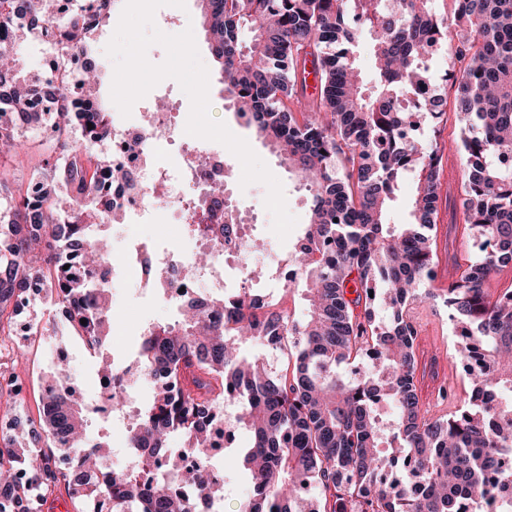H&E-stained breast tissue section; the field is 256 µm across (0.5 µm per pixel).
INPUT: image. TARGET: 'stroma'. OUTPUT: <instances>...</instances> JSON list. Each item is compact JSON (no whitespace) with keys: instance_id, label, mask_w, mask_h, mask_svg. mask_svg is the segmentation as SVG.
Returning a JSON list of instances; mask_svg holds the SVG:
<instances>
[{"instance_id":"1","label":"stroma","mask_w":512,"mask_h":512,"mask_svg":"<svg viewBox=\"0 0 512 512\" xmlns=\"http://www.w3.org/2000/svg\"><path fill=\"white\" fill-rule=\"evenodd\" d=\"M125 0H114L107 17L98 27L91 45L98 76V98L105 108H112L110 97L114 64L106 55ZM211 114L226 123L229 129L248 141L255 153L280 179L287 206L299 223H306L308 204L306 193L294 178L290 177L280 158L272 152L254 128L248 127L237 117L224 98L218 81H211L209 88ZM446 115L434 126L423 125V137H436L442 152L439 200L436 220V251L438 264L435 268L434 288L442 289L449 283L448 275L457 267L481 258L483 251L478 239L471 236L465 222L459 195L462 177V160L455 148L458 122L454 104H447ZM230 194L234 208L251 226V239L263 242L265 248L256 255L258 265L264 266V276L254 280L250 288L254 293L268 295L277 285V263L286 259L291 243L280 242L271 230L272 218L264 207L266 188L254 183L240 187L231 183ZM177 225L172 224L167 205H160L154 218L147 223L129 225L127 230L114 231L112 243L115 250H122L129 234L151 236L160 245L170 244L177 238ZM112 332L106 343L105 353L115 361L132 356L140 344L143 331L152 324H173L180 315L158 291L140 287L134 273L121 274L119 287L113 295ZM410 319L417 330L416 385L422 408L429 415L439 416L457 410L470 394L469 380L463 362L455 354L456 339L452 335L455 326L442 300L414 306ZM37 327L38 335H30V327ZM8 346L0 352V373L13 376L14 394L10 405H0V437L6 436L14 416L38 421L43 389L55 372L57 351L68 354L70 366L68 387L83 399L87 409V431L107 435L112 445V465L133 468V460L124 452L127 432L113 425L111 419L96 413L101 402V377L98 373V355L90 350L81 336L71 326L61 321L56 304L36 300L30 303L25 318L13 326L7 338ZM247 430H238L230 447L210 451L208 460L224 475L228 491L224 496L223 512H238L250 493L248 478L242 466V451L250 447Z\"/></svg>"}]
</instances>
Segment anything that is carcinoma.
<instances>
[{
    "instance_id": "1",
    "label": "carcinoma",
    "mask_w": 512,
    "mask_h": 512,
    "mask_svg": "<svg viewBox=\"0 0 512 512\" xmlns=\"http://www.w3.org/2000/svg\"><path fill=\"white\" fill-rule=\"evenodd\" d=\"M98 23L82 8L62 35L83 51L80 82L87 104L40 112L33 98L59 100L53 84L34 85L10 47L39 36L56 19L55 0H0V145L17 146L19 130L42 124L80 131L70 165L49 152L37 166L61 174L71 193L13 191L0 174V334L28 307L31 281L57 285L62 315L88 347L110 334L109 291L93 271L109 259L101 215L112 210L106 180L125 177L103 153L91 154L110 123L91 87V36ZM198 0L199 22L218 82L236 112L283 157L308 193L309 220L294 245V286L307 315L292 317L275 301L243 290L229 303L206 296L174 325L146 329L136 365L152 386L129 428L139 466L100 479L110 443H79L63 462L58 449L78 436L83 404L61 383L42 398L39 427L18 423L0 446V512H41L63 487L70 499H92L107 512H192L173 493L166 469L204 501L218 488L185 454L207 462L208 441L225 397L238 401L249 431L243 466L251 495L241 512H465L460 493L492 496L488 479L500 448L512 449V296H492L493 273L512 266V0ZM250 33L243 40L244 32ZM371 43L377 85L366 93L353 47ZM455 43V107L461 123L462 205L484 257L458 267L445 305L462 329L457 354L469 364L468 405L449 418L422 412L416 386L417 331L410 306L435 298L433 235L441 160L438 143L417 135L440 120L447 101L429 74L435 47ZM314 74L317 94L306 96ZM414 191L409 218L389 222L407 176ZM356 297H351V294ZM87 323H81V320ZM300 336L292 367L269 370L241 347L268 348ZM349 366L363 374H345ZM112 379L103 413L123 402ZM180 434L181 448L168 447ZM425 488L406 493L387 481L397 464Z\"/></svg>"
}]
</instances>
